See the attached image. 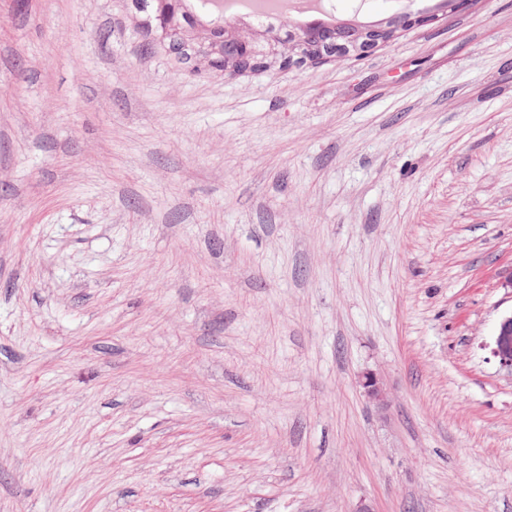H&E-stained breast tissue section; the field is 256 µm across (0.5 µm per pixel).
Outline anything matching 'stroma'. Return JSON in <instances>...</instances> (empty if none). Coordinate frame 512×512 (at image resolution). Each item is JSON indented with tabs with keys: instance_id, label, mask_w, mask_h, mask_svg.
Wrapping results in <instances>:
<instances>
[{
	"instance_id": "stroma-1",
	"label": "stroma",
	"mask_w": 512,
	"mask_h": 512,
	"mask_svg": "<svg viewBox=\"0 0 512 512\" xmlns=\"http://www.w3.org/2000/svg\"><path fill=\"white\" fill-rule=\"evenodd\" d=\"M366 2L228 77L0 0V512H512V0ZM492 353L502 367L512 371V314L500 322Z\"/></svg>"
}]
</instances>
